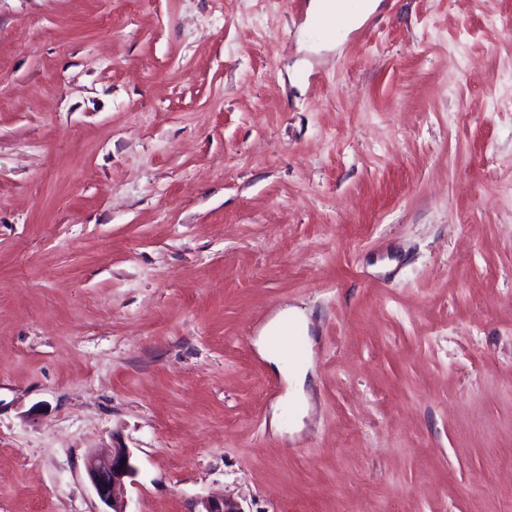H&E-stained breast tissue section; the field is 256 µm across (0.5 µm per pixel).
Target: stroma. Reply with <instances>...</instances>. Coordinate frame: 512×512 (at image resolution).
<instances>
[{
	"label": "stroma",
	"instance_id": "1",
	"mask_svg": "<svg viewBox=\"0 0 512 512\" xmlns=\"http://www.w3.org/2000/svg\"><path fill=\"white\" fill-rule=\"evenodd\" d=\"M310 2L0 0V512H512V0ZM330 6L325 14L319 18L318 31L321 34L338 33L353 25L354 16L350 11L341 7V0H325ZM290 325L303 338L306 345L304 357L300 362L290 363L282 358L278 351L271 346L273 336L274 348L288 354L291 358L302 356V350L297 336L290 328H286L279 336L281 330ZM309 322L306 316L296 309H285L271 319L260 331L256 345L261 353L271 362L276 370L286 379L290 388L297 393H303L310 368L309 358ZM123 458H126L125 464H121ZM85 470L98 499L112 509L102 512H126L121 493L125 480L136 470L129 449L91 451L86 456Z\"/></svg>",
	"mask_w": 512,
	"mask_h": 512
}]
</instances>
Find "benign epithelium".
<instances>
[{"instance_id":"benign-epithelium-1","label":"benign epithelium","mask_w":512,"mask_h":512,"mask_svg":"<svg viewBox=\"0 0 512 512\" xmlns=\"http://www.w3.org/2000/svg\"><path fill=\"white\" fill-rule=\"evenodd\" d=\"M85 470L98 499L112 512H125L121 493L125 480L135 473L129 449L91 451L86 456ZM200 505L198 512H242L235 501L225 497L207 498Z\"/></svg>"}]
</instances>
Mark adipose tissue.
Masks as SVG:
<instances>
[{
  "label": "adipose tissue",
  "instance_id": "ef3b65f1",
  "mask_svg": "<svg viewBox=\"0 0 512 512\" xmlns=\"http://www.w3.org/2000/svg\"><path fill=\"white\" fill-rule=\"evenodd\" d=\"M293 327L301 337H308L309 322L306 316L295 309H286L271 319L260 331L257 345L261 353L271 362L276 370L286 379L290 388L297 393L303 392L308 370L309 359H302L300 362L291 363L282 358L271 346V339L278 335L285 327Z\"/></svg>",
  "mask_w": 512,
  "mask_h": 512
}]
</instances>
